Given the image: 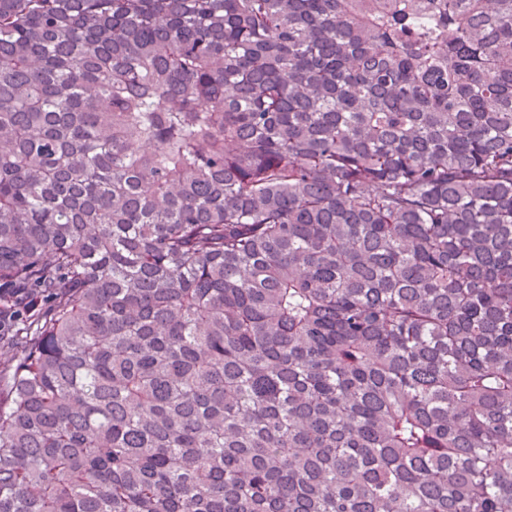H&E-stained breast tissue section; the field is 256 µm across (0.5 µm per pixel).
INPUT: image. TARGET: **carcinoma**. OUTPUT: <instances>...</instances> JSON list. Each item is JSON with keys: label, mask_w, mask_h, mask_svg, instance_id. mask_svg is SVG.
Masks as SVG:
<instances>
[{"label": "carcinoma", "mask_w": 512, "mask_h": 512, "mask_svg": "<svg viewBox=\"0 0 512 512\" xmlns=\"http://www.w3.org/2000/svg\"><path fill=\"white\" fill-rule=\"evenodd\" d=\"M0 512H512V0H0ZM48 299L49 298L45 299V301L41 300L36 290H31L17 295L12 302H9V306H0V331L2 332V330L18 318L22 317L23 314L28 312L32 307H37L39 305L47 306Z\"/></svg>", "instance_id": "obj_1"}]
</instances>
